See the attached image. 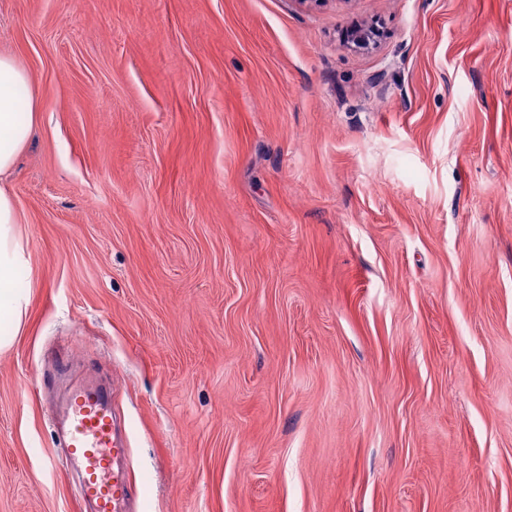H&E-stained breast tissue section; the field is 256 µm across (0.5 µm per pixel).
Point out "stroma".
Segmentation results:
<instances>
[{"instance_id": "obj_1", "label": "stroma", "mask_w": 512, "mask_h": 512, "mask_svg": "<svg viewBox=\"0 0 512 512\" xmlns=\"http://www.w3.org/2000/svg\"><path fill=\"white\" fill-rule=\"evenodd\" d=\"M0 54L42 104L0 512H82L59 354L144 512H512V0H0Z\"/></svg>"}]
</instances>
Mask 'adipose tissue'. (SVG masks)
I'll return each mask as SVG.
<instances>
[{
	"label": "adipose tissue",
	"mask_w": 512,
	"mask_h": 512,
	"mask_svg": "<svg viewBox=\"0 0 512 512\" xmlns=\"http://www.w3.org/2000/svg\"><path fill=\"white\" fill-rule=\"evenodd\" d=\"M25 69L13 56L0 54V176L8 174L26 147L40 118L36 100H28L26 114L18 112L17 91L29 86ZM15 198L0 185V351L14 342L26 324L31 291L17 287L19 269L30 268L32 256L21 235Z\"/></svg>",
	"instance_id": "1"
}]
</instances>
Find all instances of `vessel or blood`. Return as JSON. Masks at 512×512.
Returning <instances> with one entry per match:
<instances>
[{"label": "vessel or blood", "instance_id": "1", "mask_svg": "<svg viewBox=\"0 0 512 512\" xmlns=\"http://www.w3.org/2000/svg\"><path fill=\"white\" fill-rule=\"evenodd\" d=\"M63 467L78 474V496L94 512H132L127 442L112 414V390L92 381L70 388L50 414Z\"/></svg>", "mask_w": 512, "mask_h": 512}]
</instances>
